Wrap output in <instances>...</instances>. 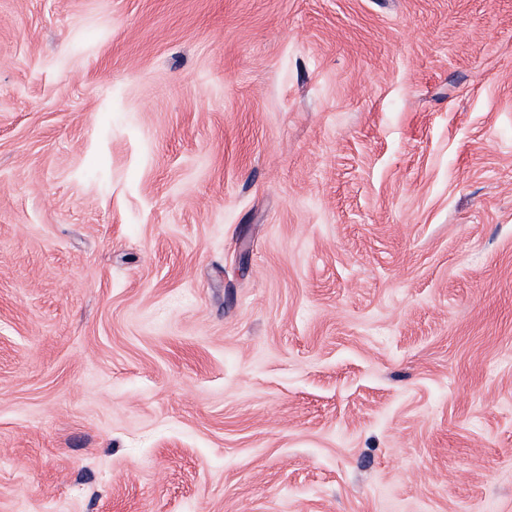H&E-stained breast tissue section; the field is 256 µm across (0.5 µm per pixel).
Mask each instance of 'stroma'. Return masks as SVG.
Here are the masks:
<instances>
[{
  "instance_id": "1",
  "label": "stroma",
  "mask_w": 512,
  "mask_h": 512,
  "mask_svg": "<svg viewBox=\"0 0 512 512\" xmlns=\"http://www.w3.org/2000/svg\"><path fill=\"white\" fill-rule=\"evenodd\" d=\"M0 512H512V0H0Z\"/></svg>"
}]
</instances>
